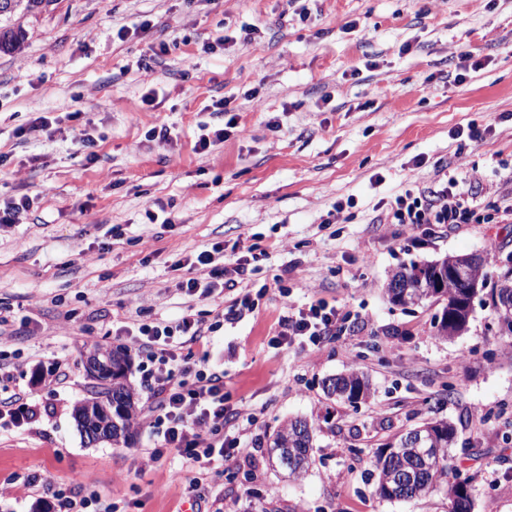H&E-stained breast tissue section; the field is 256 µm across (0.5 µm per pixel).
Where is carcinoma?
Wrapping results in <instances>:
<instances>
[{
    "instance_id": "1",
    "label": "carcinoma",
    "mask_w": 512,
    "mask_h": 512,
    "mask_svg": "<svg viewBox=\"0 0 512 512\" xmlns=\"http://www.w3.org/2000/svg\"><path fill=\"white\" fill-rule=\"evenodd\" d=\"M0 9V53H14L22 47L26 33L20 26L9 23L17 12L36 13L45 10L53 0H6ZM489 257L482 255L448 254L432 260L400 265L391 275L384 293L396 306L418 305L428 301L427 287H437L444 301L440 320L434 323L435 335L451 338L465 330L469 321L468 302L474 292L497 302L512 300V290L490 286L485 271ZM126 354L120 348L112 350V367L121 372L97 378V390L91 401L110 405L112 416L88 412L86 403L74 408V417L82 434L92 442L108 441L115 446L128 444L134 419L138 415L135 389L126 380ZM324 393L351 405L370 397L368 380L356 371L325 380ZM424 431L412 428L394 435L376 457L378 472L376 493L390 500H409L442 490L448 495L449 512H474L470 479L450 472L448 448L454 445L457 430L447 420L422 424ZM312 427L303 419H291L269 440L268 459L276 468L291 477L304 474L311 462Z\"/></svg>"
}]
</instances>
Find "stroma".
Here are the masks:
<instances>
[{
  "label": "stroma",
  "instance_id": "obj_1",
  "mask_svg": "<svg viewBox=\"0 0 512 512\" xmlns=\"http://www.w3.org/2000/svg\"><path fill=\"white\" fill-rule=\"evenodd\" d=\"M13 21L27 38L0 54V203L31 208L0 227V330L13 336L0 394L54 412L0 428V482L14 484L0 512H47L25 484L33 473L78 477L117 512L191 506L182 458H148L155 431L136 428L127 447L91 443L73 419L92 396L83 360L97 344L127 351L147 410L137 352L112 329L189 311L215 327L205 365L223 372L226 404L255 416L250 454L208 485L209 512H448L441 491L375 492L382 445L433 419L458 430L449 464L470 478L474 512H512V341L491 304L475 302L467 330L440 338L441 303L403 308L384 293L396 267L445 254L492 251L496 273L512 223L409 235L383 221L397 195L449 174L471 178L480 213L512 200V0H319L304 22L286 0H53ZM465 53L482 67L458 84ZM222 98L239 128L197 153L201 125L224 122L212 107ZM40 116L47 127L30 130ZM161 121L166 143L146 135ZM471 124L490 135L455 139ZM218 242L229 264L255 254L240 283L253 307L220 328L234 292L188 295L176 266ZM318 299L341 314L336 340L276 345L287 302ZM351 370L371 386L355 407L322 391ZM296 417L315 428L313 463L290 479L266 448Z\"/></svg>",
  "mask_w": 512,
  "mask_h": 512
}]
</instances>
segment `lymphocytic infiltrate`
Here are the masks:
<instances>
[{"label":"lymphocytic infiltrate","instance_id":"1","mask_svg":"<svg viewBox=\"0 0 512 512\" xmlns=\"http://www.w3.org/2000/svg\"><path fill=\"white\" fill-rule=\"evenodd\" d=\"M386 220L409 233L424 224H489L495 220L511 223L512 203L497 208L495 215H479L465 179L452 175L433 193L408 189L397 195ZM223 250V244H214L212 249L185 259L184 265L192 272L208 267L209 278L221 280L223 288L234 290L239 276L247 272L248 259L238 257L229 268L214 265V255ZM338 316L335 307L320 300L304 308L289 307L279 322L276 341L282 346H316L332 340ZM206 332L202 320L186 313L171 322L139 324L133 337L143 354V380L153 398L142 421L161 439L160 447L150 449L149 456L156 460L164 453L174 452L182 457L193 472L184 491L199 504L206 501L212 462L222 461L225 469L231 470L247 453L240 436L225 434V426L253 419L251 412L225 405L222 373L199 368L191 346L202 342ZM27 483L41 488L53 512H89L92 501L82 494L77 478H69L65 490L42 480L37 473L30 475Z\"/></svg>","mask_w":512,"mask_h":512}]
</instances>
